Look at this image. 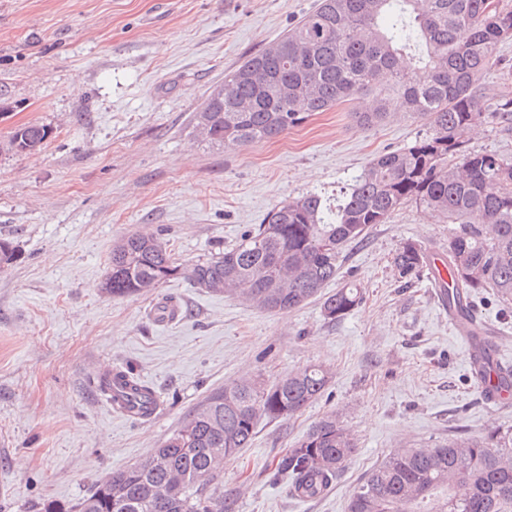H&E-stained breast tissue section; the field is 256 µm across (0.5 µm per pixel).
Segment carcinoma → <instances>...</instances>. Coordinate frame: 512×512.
<instances>
[{"instance_id":"carcinoma-1","label":"carcinoma","mask_w":512,"mask_h":512,"mask_svg":"<svg viewBox=\"0 0 512 512\" xmlns=\"http://www.w3.org/2000/svg\"><path fill=\"white\" fill-rule=\"evenodd\" d=\"M512 39V10L493 0H320L270 47L224 78V96L209 94V143L226 149L275 139L315 112L373 94L367 129L393 113L395 96L427 125L410 145L372 159L336 202L308 192L282 202L233 247L187 268L154 234L134 233L112 247L105 292L145 295L181 275L199 288L239 298L264 311L301 307L336 279L345 247L415 204L453 225L444 265L457 292L450 304L492 290L512 306V161L477 152L469 141L489 124H512V97L485 106L478 82L495 66L497 45ZM48 127L21 125L11 148L42 147ZM426 260L414 240L391 259L393 275L420 276ZM362 289L347 283L325 297L323 318L356 309ZM329 383L320 365L291 371L268 387L240 380L210 392L143 461L111 473L72 506L37 512H234L224 497L222 466L251 445L260 418H290L318 400ZM356 450L351 431L326 416L287 449L267 474L315 499L335 484ZM347 512H512V427L492 426L433 448H400L370 470Z\"/></svg>"}]
</instances>
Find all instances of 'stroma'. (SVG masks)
<instances>
[{"label":"stroma","instance_id":"stroma-1","mask_svg":"<svg viewBox=\"0 0 512 512\" xmlns=\"http://www.w3.org/2000/svg\"><path fill=\"white\" fill-rule=\"evenodd\" d=\"M318 0H0V235L18 257L0 267V512L72 504L109 473L162 445L211 391L242 377L265 385L320 365L322 397L292 418L260 422L224 467L235 512H347L365 474L399 448L512 425L470 380L467 347L427 277L390 268L407 240L441 252L450 226L410 204L344 252L338 283L362 304L330 323L320 298L267 312L185 277L146 295L101 285L114 242L142 229L188 266L236 244L280 202L337 197L374 157L425 131L403 111L360 126L361 97L317 112L288 134L227 150L197 137L194 111L248 56ZM50 130L41 150H11L14 127ZM180 314L158 324L155 307ZM476 314L512 358V316L492 291ZM127 368L164 402L147 424L113 415L100 376ZM357 450L324 497L300 500L267 481L278 457L326 415Z\"/></svg>","mask_w":512,"mask_h":512}]
</instances>
